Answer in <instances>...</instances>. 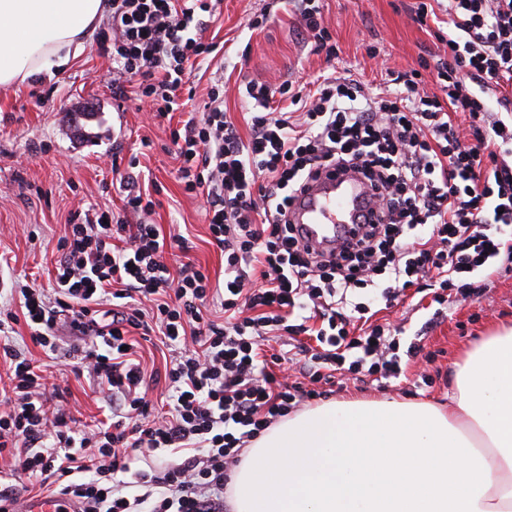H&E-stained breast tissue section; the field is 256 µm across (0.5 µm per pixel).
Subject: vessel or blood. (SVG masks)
Here are the masks:
<instances>
[{
    "label": "vessel or blood",
    "mask_w": 512,
    "mask_h": 512,
    "mask_svg": "<svg viewBox=\"0 0 512 512\" xmlns=\"http://www.w3.org/2000/svg\"><path fill=\"white\" fill-rule=\"evenodd\" d=\"M372 206L373 191L358 173L331 168L295 194L289 219L304 245L329 252L351 241Z\"/></svg>",
    "instance_id": "1"
}]
</instances>
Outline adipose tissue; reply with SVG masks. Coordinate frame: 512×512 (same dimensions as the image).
Wrapping results in <instances>:
<instances>
[{
    "label": "adipose tissue",
    "mask_w": 512,
    "mask_h": 512,
    "mask_svg": "<svg viewBox=\"0 0 512 512\" xmlns=\"http://www.w3.org/2000/svg\"><path fill=\"white\" fill-rule=\"evenodd\" d=\"M105 0H0V88L53 76ZM234 512H512V327L467 350L447 409L343 401L288 416L232 474Z\"/></svg>",
    "instance_id": "obj_1"
}]
</instances>
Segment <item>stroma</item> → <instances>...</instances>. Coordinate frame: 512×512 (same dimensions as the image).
I'll use <instances>...</instances> for the list:
<instances>
[{"mask_svg":"<svg viewBox=\"0 0 512 512\" xmlns=\"http://www.w3.org/2000/svg\"><path fill=\"white\" fill-rule=\"evenodd\" d=\"M414 0H323V14L339 48L334 61L305 48L297 34V15L290 0H223L207 37L223 44L224 54L210 66L193 71L195 105H202L214 81L257 79L271 86L302 83L314 77L349 74L381 85L380 71L417 65L420 51L435 50L430 31L413 20ZM268 22L253 27L260 14ZM108 29L100 21L95 36L70 66L53 78L29 80L24 86L0 90V253L9 266L0 278L20 280L36 275L46 288L59 258L57 243L72 212L91 207L122 209V194L112 184L113 155L139 153L141 168L162 188L161 207L151 220L162 232L180 225L193 247L189 258L217 276L224 256L209 241L203 211L175 178L177 162L168 153L166 126L152 123L149 105L135 91L112 93V66L97 53V36ZM378 49L369 57L368 45ZM150 147H142V140ZM482 303L457 302L444 320L430 324V297L411 294L403 303L381 310L379 323L404 325V341L426 329V349L434 356L427 365L409 364L388 387L346 382L334 397L393 399L447 404L462 352L493 327L512 325V276H492ZM434 382L416 387L421 372Z\"/></svg>","mask_w":512,"mask_h":512,"instance_id":"stroma-1","label":"stroma"}]
</instances>
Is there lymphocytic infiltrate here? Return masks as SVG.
<instances>
[{"mask_svg": "<svg viewBox=\"0 0 512 512\" xmlns=\"http://www.w3.org/2000/svg\"><path fill=\"white\" fill-rule=\"evenodd\" d=\"M221 0H112L98 52L112 64V91L137 82L153 117L172 120L185 103L188 70L208 65L215 43L202 32ZM420 25L435 31V61L391 73L373 91L347 76L312 94L294 82L245 85L256 110L242 137L211 85L200 116L172 128L185 193L199 198L224 280L193 262L170 270L166 255L188 253L183 234H161L158 202L130 191L124 216H74L57 248L52 289L5 283L0 302V512H21L33 481L50 482L78 512H227L225 490L245 445L335 382L399 378L422 356L423 336L402 344L391 324L356 328L371 302L392 303L408 288L430 292L436 315L458 301L482 302L475 276L512 273V0H448L436 13L417 0ZM299 34L334 57L320 0H299ZM432 70L436 92L421 86ZM292 108L281 112L277 97ZM357 169L375 197L372 220L330 254L303 246L287 220L292 195L329 167ZM136 223H129V216ZM221 307L223 321L210 318ZM25 322L34 347L74 360L110 414L94 426L74 418L51 374L9 334ZM172 352L147 373L139 350L152 334ZM315 337L288 356L290 381L269 369L262 341ZM164 384L168 410L149 391ZM182 450L160 471L132 470L133 453ZM136 495H129V488Z\"/></svg>", "mask_w": 512, "mask_h": 512, "instance_id": "f902f5d3", "label": "lymphocytic infiltrate"}]
</instances>
